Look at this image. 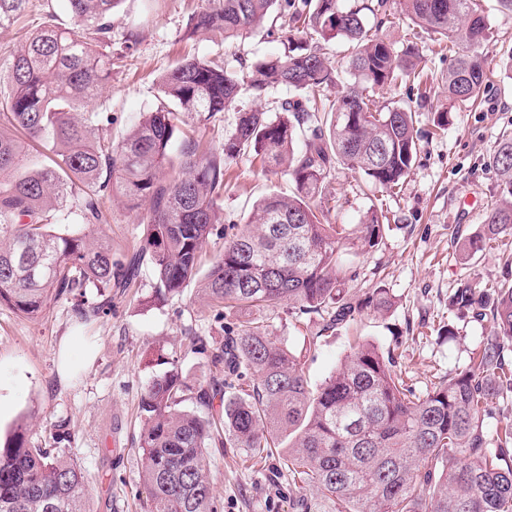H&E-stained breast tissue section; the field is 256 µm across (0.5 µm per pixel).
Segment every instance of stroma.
<instances>
[{
  "label": "stroma",
  "instance_id": "35a3bbf8",
  "mask_svg": "<svg viewBox=\"0 0 512 512\" xmlns=\"http://www.w3.org/2000/svg\"><path fill=\"white\" fill-rule=\"evenodd\" d=\"M204 0H121L112 17V53L125 56L113 68L97 107L112 115L111 134L120 138L141 113L153 111L160 93L156 80L186 48L199 56L249 60L277 52L280 38L257 32L230 43L221 30L196 41L186 39L188 19ZM490 25L488 62L495 76L475 109L451 113L443 135L429 137L435 111L446 103L442 77L448 67L437 37L423 35L425 78L423 107L416 128L421 149L403 185L395 193L367 188L360 175L338 174L330 186L335 198L331 221L356 229L366 212L382 206L388 218L383 239L348 258L349 288L383 287L392 306L383 314L365 312L333 332H322L318 315L298 316L286 307L263 311V319L289 348L304 358L306 376L320 384L351 351L368 341L394 350L396 370L417 395L438 378L465 367L472 353L493 334L490 318L448 308V297L462 281L473 287L512 282V235L488 244L476 260L459 256L463 238L482 232L486 213L500 197L499 178L487 163L500 133L512 132V13L497 0H483ZM67 20L61 0H30L17 22L0 25V66L35 32L48 14ZM292 183L262 171L249 155L224 170V232L244 224L262 196L291 194ZM106 223L81 226L89 237L105 236L115 254L136 249L142 238L141 211L118 195L105 196ZM232 317L210 303L201 283L192 281L174 297L155 293L150 264H142L132 288L112 294V311L78 320L69 301L48 304L41 317L28 319L0 306V438L19 421L30 426L31 440L53 447V426L68 434L66 450L90 477L92 512H145L146 494L138 482L139 403L151 378L178 364L194 382L213 373L209 348L223 341ZM206 340L195 351L192 337ZM70 346L73 368L61 373L63 346ZM213 493L219 512H294L299 484L289 481L278 456L249 458L239 449H214L209 456Z\"/></svg>",
  "mask_w": 512,
  "mask_h": 512
}]
</instances>
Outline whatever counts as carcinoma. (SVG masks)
<instances>
[{
    "label": "carcinoma",
    "instance_id": "obj_1",
    "mask_svg": "<svg viewBox=\"0 0 512 512\" xmlns=\"http://www.w3.org/2000/svg\"><path fill=\"white\" fill-rule=\"evenodd\" d=\"M29 0H0V24ZM71 24L51 22L28 36L0 77V305L37 318L58 299L83 319L112 310V289L127 288L149 257L156 289L178 294L198 275L203 247L218 233L224 167L245 153L278 171L293 195H270L211 266L203 290L224 312L284 305L318 314L322 331L354 321L368 308L387 310L382 288L359 295L343 288L345 256L382 240L385 215L367 212L354 232L330 221L327 191L339 168L383 192L398 189L418 154L411 104L376 105L375 91L403 77L422 83L417 44L398 49L382 33L389 0H206L188 21V36L214 28L241 39L272 18L286 33L278 54L238 67L187 52L159 80L157 108L142 114L118 141L90 136L112 117L88 107L112 80V15L121 0H66ZM412 28L440 36L448 51V114L481 100L491 81L487 18L481 0H402ZM348 44L352 77L335 98L336 68L316 47ZM289 97L275 111L259 105L271 90ZM257 105L237 112L224 143L206 147L181 130L241 97ZM20 131L47 152L24 175L12 171L22 153ZM501 199L484 233L461 246L473 260L487 242L512 233V134H502L488 158ZM79 205L68 206L73 188ZM119 191L146 224L137 250L122 257L112 244L87 243L60 224L102 222L100 200ZM96 291L91 310L86 291ZM448 306L488 317L494 336L469 363L439 378L424 396L395 370L394 356L373 343L356 345L320 384L301 357L268 326L238 319L212 349L215 374L192 384L177 364L151 380L140 403L141 469L148 512H218L207 467L209 449L239 448L263 459L282 450L288 477L308 487L303 512H512V425L488 449L484 428L491 400L512 392V284L476 290L461 282ZM250 374L249 389L236 381ZM193 403L203 411L190 409ZM21 422L0 442V512H91L89 479L63 448L36 447Z\"/></svg>",
    "mask_w": 512,
    "mask_h": 512
}]
</instances>
